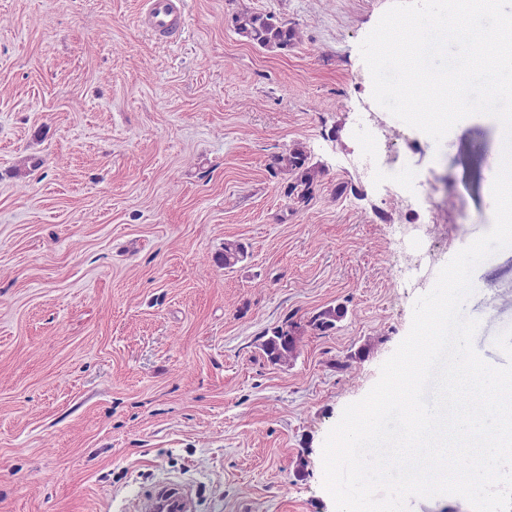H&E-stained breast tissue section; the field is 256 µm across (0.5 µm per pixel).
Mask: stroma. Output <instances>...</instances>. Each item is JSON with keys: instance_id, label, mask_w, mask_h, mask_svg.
<instances>
[{"instance_id": "35a3bbf8", "label": "stroma", "mask_w": 512, "mask_h": 512, "mask_svg": "<svg viewBox=\"0 0 512 512\" xmlns=\"http://www.w3.org/2000/svg\"><path fill=\"white\" fill-rule=\"evenodd\" d=\"M395 2L184 0L165 43L142 0H0V512H141L164 482L196 512H336L328 433L495 223L499 120L438 142L373 98L361 45ZM245 7L300 42L243 41ZM298 143L324 176L294 212L268 164ZM472 286L473 347L510 365L512 245ZM348 313L347 305L342 303L337 305H329L318 311L308 321V326L326 334L336 328V324L346 317ZM303 327L292 317H288L281 325L265 331L268 338L262 344L268 360L273 364L286 363L295 358Z\"/></svg>"}]
</instances>
